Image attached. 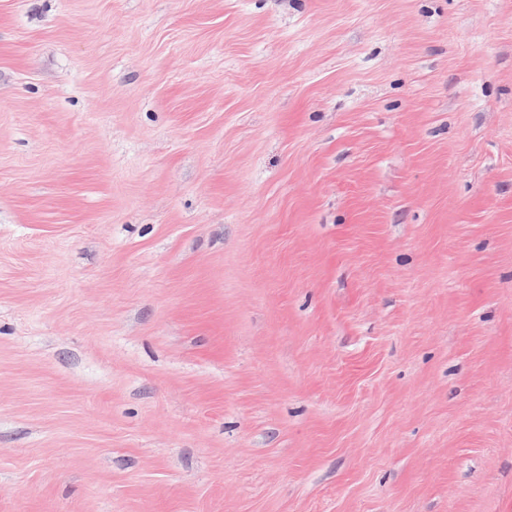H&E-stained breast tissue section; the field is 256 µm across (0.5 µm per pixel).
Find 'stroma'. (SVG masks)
<instances>
[{
    "instance_id": "obj_1",
    "label": "stroma",
    "mask_w": 512,
    "mask_h": 512,
    "mask_svg": "<svg viewBox=\"0 0 512 512\" xmlns=\"http://www.w3.org/2000/svg\"><path fill=\"white\" fill-rule=\"evenodd\" d=\"M0 512H512V0H0Z\"/></svg>"
}]
</instances>
